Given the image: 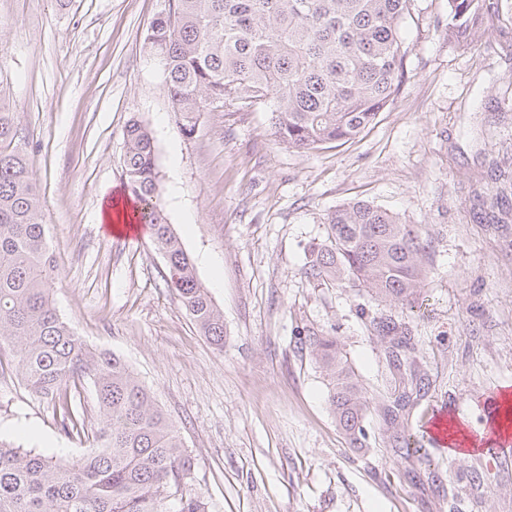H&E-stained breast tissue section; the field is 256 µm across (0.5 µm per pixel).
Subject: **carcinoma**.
Here are the masks:
<instances>
[{
	"label": "carcinoma",
	"mask_w": 512,
	"mask_h": 512,
	"mask_svg": "<svg viewBox=\"0 0 512 512\" xmlns=\"http://www.w3.org/2000/svg\"><path fill=\"white\" fill-rule=\"evenodd\" d=\"M411 2L169 0L144 43L164 64L184 134H193L212 100L231 112L271 101L276 141L315 150L360 137L394 103L407 74L400 29ZM502 14V0H448V39L468 45L484 21ZM123 164L170 287L200 333L224 350V313L165 220L154 138L134 117ZM325 224V238L309 247L305 278L413 311L430 257L418 225L363 200L336 206ZM56 278L17 115L0 96V372L20 375L56 402L60 430L89 443L62 461L0 439V512H208L191 455L155 393L123 357L91 350L62 320L52 296ZM371 324L391 344L403 343L394 367H412L408 327L383 313ZM296 347L325 370L327 400L350 447H366L369 402L337 338L312 332L297 337ZM86 392L97 415L92 428Z\"/></svg>",
	"instance_id": "carcinoma-1"
}]
</instances>
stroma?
<instances>
[{"label":"stroma","instance_id":"stroma-1","mask_svg":"<svg viewBox=\"0 0 512 512\" xmlns=\"http://www.w3.org/2000/svg\"><path fill=\"white\" fill-rule=\"evenodd\" d=\"M168 0H0V88L44 199L60 316L94 349L124 357L176 425L209 512H512V454L446 455L422 435L433 410L475 424L512 385V17L462 47L448 0H413L401 25L407 75L393 106L358 141L295 152L270 107L208 106L183 135L166 73L144 45ZM156 145L168 224L224 313L223 350L200 334L150 233L125 241L99 222L125 192L130 118ZM365 200L420 225L433 264L414 311L308 281L311 243L336 205ZM404 316L431 381L406 425H392L393 375L370 328ZM336 336L370 401L368 444L349 447L324 370L298 335ZM410 434L425 456L396 452ZM0 436L61 460L50 399L0 377ZM480 482H473V474Z\"/></svg>","mask_w":512,"mask_h":512}]
</instances>
